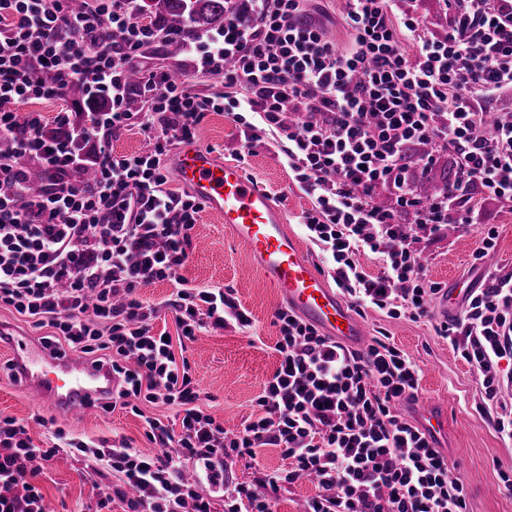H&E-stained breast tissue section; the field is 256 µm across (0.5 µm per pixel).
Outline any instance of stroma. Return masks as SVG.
<instances>
[{
  "label": "stroma",
  "mask_w": 512,
  "mask_h": 512,
  "mask_svg": "<svg viewBox=\"0 0 512 512\" xmlns=\"http://www.w3.org/2000/svg\"><path fill=\"white\" fill-rule=\"evenodd\" d=\"M138 63L144 71H165L173 79L187 82L202 98L220 99L228 92L223 73L196 71L185 55L172 57L162 49L149 48ZM196 141L217 158L238 164L248 177L269 190L286 211L291 228L301 231L302 216L310 209L311 200L294 184L272 134H263L251 153H243L231 116L211 112L198 126ZM483 217L498 232L490 265L472 264L480 238L477 227L459 230L451 226L419 243L428 279L443 285L452 278L478 283L487 269L512 271V212L488 205ZM183 274L195 286L232 289L251 315L252 326L247 331L201 334L187 343L185 352L206 397V408L223 421L226 431L238 432L252 413L253 400L276 368L273 315L282 303L246 250L206 211L201 212L192 231V250ZM430 311V317L413 320L392 319L370 309L363 320L370 336H388L420 364V398L447 408L448 442L443 453L453 464L455 475L467 485L470 512H512V489L505 488L500 479L501 473L512 474V443L496 434L494 411L483 404L475 371L436 334V325L448 318L442 295L434 296ZM7 361V354L0 351V416L27 423L34 443H42L59 428L83 439L120 436L141 453L157 452V445L145 436L142 419L129 410L118 408L106 413L91 407L65 413L37 402L6 376ZM118 480V474L99 470L91 459L64 450L46 462L38 483L46 512H95L102 491Z\"/></svg>",
  "instance_id": "stroma-1"
}]
</instances>
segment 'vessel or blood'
Segmentation results:
<instances>
[{"mask_svg":"<svg viewBox=\"0 0 512 512\" xmlns=\"http://www.w3.org/2000/svg\"><path fill=\"white\" fill-rule=\"evenodd\" d=\"M172 162L190 193L244 247L290 310L323 335L353 349L363 347L366 325L303 251L271 192L246 177L239 165L192 142L181 145ZM0 335L8 338L14 379L38 401L65 412L111 401L116 381L109 365L52 350L13 328L0 326ZM409 407L423 431L447 437L443 411L420 399Z\"/></svg>","mask_w":512,"mask_h":512,"instance_id":"1","label":"vessel or blood"}]
</instances>
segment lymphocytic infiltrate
Segmentation results:
<instances>
[{
    "mask_svg": "<svg viewBox=\"0 0 512 512\" xmlns=\"http://www.w3.org/2000/svg\"><path fill=\"white\" fill-rule=\"evenodd\" d=\"M306 0H224V25L189 41L196 69L220 70L242 97L202 99L164 72L128 82L143 47L166 41L139 0H0V309L39 329L43 341L111 365L110 403L142 417L146 455L126 441L91 445L55 431L78 455L119 473L99 508L125 512H273L281 491L301 477L318 494L306 512H469L466 485L452 476L434 437L397 413L417 397L421 368L373 338L351 349L288 308L273 324L277 366L254 401L249 423L228 435L200 405L188 359L155 333L158 306L139 288L172 281L166 306L179 341L251 326L232 290L190 285L182 276L191 232L204 208L190 193L167 190L171 148L194 140L209 112H227L242 148L271 130L285 164L311 198L306 237L330 260V276L357 311L413 320L441 291L426 277L417 243L447 224H473L487 204L512 210V0H438L445 24L432 30L421 0H345L349 41L339 48L306 15ZM121 30L122 42L104 35ZM75 80L86 101L54 118L20 113L32 100L63 98ZM141 111L126 107L131 92ZM149 133L147 149L112 151L130 126ZM451 162L455 176L435 197L418 185ZM50 170L34 191L23 163ZM97 167L85 187L81 170ZM378 255L373 275L359 261ZM437 336L475 370L483 399L496 407L495 432L512 442V272L491 270L459 316ZM169 406L179 428L145 414ZM275 448L283 467L231 478L233 464ZM51 448L36 446L26 424L0 417V512H43L36 485Z\"/></svg>",
    "mask_w": 512,
    "mask_h": 512,
    "instance_id": "obj_1",
    "label": "lymphocytic infiltrate"
}]
</instances>
